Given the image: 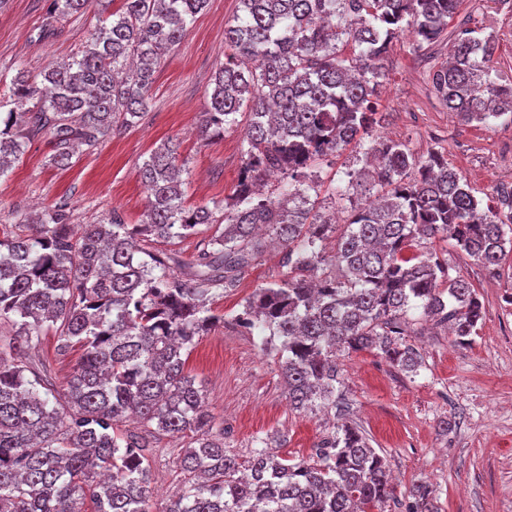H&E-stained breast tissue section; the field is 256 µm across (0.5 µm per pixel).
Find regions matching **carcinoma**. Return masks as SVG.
<instances>
[{"instance_id":"cac0c4a2","label":"carcinoma","mask_w":512,"mask_h":512,"mask_svg":"<svg viewBox=\"0 0 512 512\" xmlns=\"http://www.w3.org/2000/svg\"><path fill=\"white\" fill-rule=\"evenodd\" d=\"M239 2L201 121L204 135L220 134L250 104L243 170L224 214L184 205L185 163L167 141L140 167L149 191L143 223L127 224L114 211L76 235L60 203L27 234L0 228V322L15 327L10 348L36 346L46 328L57 334L59 353L83 350L62 393L44 371L0 350V512H150L158 434L189 438L179 456L183 483L164 512H385L393 499L386 461L357 429L335 430L293 464L266 448L242 461L224 451V429L185 371L183 351L218 322L215 291L235 290L261 252V225L280 243L288 272L248 297L237 322L279 339L288 403L297 411L336 407L342 349L376 350L416 371L421 353L404 339L413 302L449 324L461 345L483 319L471 284L451 277L437 254L411 249L445 236L494 270L512 210L482 207L442 154L417 157L402 141L373 137L392 42L409 27L420 46L439 40L462 0ZM52 4L46 38L90 0ZM205 5L122 0L40 83L18 74L12 108L0 118V175L45 135L50 163L62 168L80 147L143 120L164 55ZM495 50L493 36L461 30L448 62L431 74L443 105L464 123L512 112V86L497 80ZM350 145L364 148V166L347 170L334 194L348 202L359 189L378 196L350 206L328 257L320 243L331 224L311 200L320 188L312 168ZM272 172L286 178L275 197L262 190ZM209 224L224 228L199 241L191 263L154 247ZM130 417L141 430L117 428ZM428 495L413 488L405 512H433Z\"/></svg>"}]
</instances>
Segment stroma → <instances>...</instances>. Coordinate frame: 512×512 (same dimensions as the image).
Returning a JSON list of instances; mask_svg holds the SVG:
<instances>
[{"label":"stroma","instance_id":"stroma-1","mask_svg":"<svg viewBox=\"0 0 512 512\" xmlns=\"http://www.w3.org/2000/svg\"><path fill=\"white\" fill-rule=\"evenodd\" d=\"M48 5L49 0H6L0 6V92L10 91L17 72L37 79L70 60L99 18L117 10L121 0H92L85 11L67 18L61 35L42 41L38 32ZM238 7V0H207L185 38L162 60L152 106L136 126L82 148L65 170L49 163L48 138L30 143L0 176V225L20 223L34 209L59 202L68 203L78 226L97 223L115 210L126 223H142L147 191L139 168L166 141L186 164L187 205L223 211L237 182L249 116L239 112L236 125L220 136L202 137L199 126L210 104L211 76L224 60V27ZM465 28L493 35L498 75L511 83L512 9L501 8L499 0H464L448 29ZM449 45L448 36L418 50L412 37L394 41L385 62L380 133L406 141L419 156L444 153L476 196L497 209L512 184V117L466 124L448 112L429 72L447 60ZM361 156L349 149L334 162L317 165L318 211H335L332 190L346 170L358 167ZM426 247L447 260L451 276L475 288L485 312L476 333L468 344H458L447 328L419 322V310H411L415 323L406 341L420 350L421 367L411 373L374 350L341 351L333 411L292 410L276 346L233 324L245 298L281 277L280 253L263 252L234 291L216 294L212 310L220 320L190 350L185 370L202 386L209 412L223 422L227 451L246 458L264 442L295 463L307 458L335 424L345 423L386 457L398 500L423 485L431 492L433 512H512V253L493 273L445 237L427 241ZM56 345L53 333L43 334L27 357L45 364L60 389L80 352L62 355ZM183 445L169 436L157 445L151 460L154 512H163L180 483L177 459Z\"/></svg>","mask_w":512,"mask_h":512}]
</instances>
